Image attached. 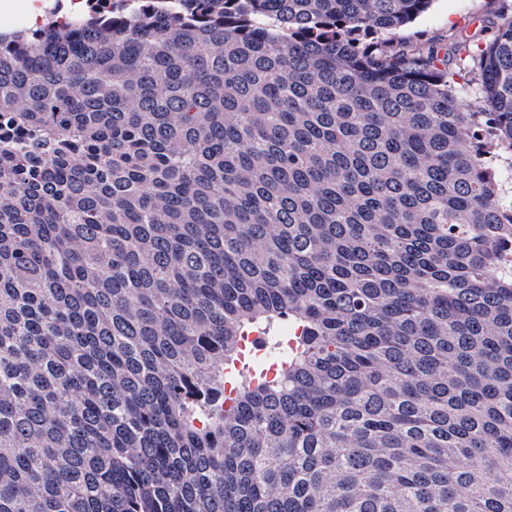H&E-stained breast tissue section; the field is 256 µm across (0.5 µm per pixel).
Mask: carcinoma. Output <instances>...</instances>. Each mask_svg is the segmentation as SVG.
<instances>
[{
    "label": "carcinoma",
    "instance_id": "carcinoma-1",
    "mask_svg": "<svg viewBox=\"0 0 512 512\" xmlns=\"http://www.w3.org/2000/svg\"><path fill=\"white\" fill-rule=\"evenodd\" d=\"M430 2L0 33V512H512V12L370 43Z\"/></svg>",
    "mask_w": 512,
    "mask_h": 512
}]
</instances>
